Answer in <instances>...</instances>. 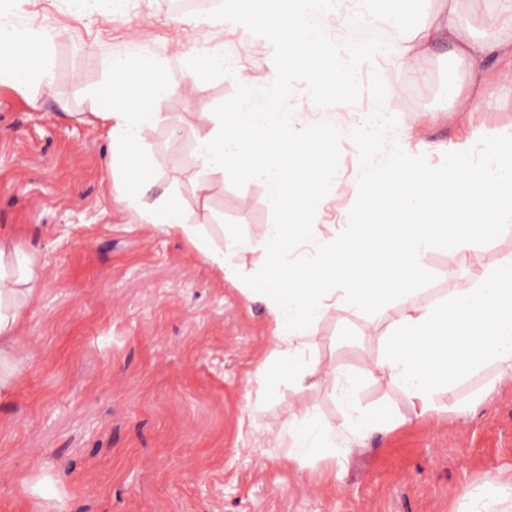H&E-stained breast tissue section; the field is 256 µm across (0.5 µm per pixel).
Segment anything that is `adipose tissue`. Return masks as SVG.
Returning <instances> with one entry per match:
<instances>
[{
  "mask_svg": "<svg viewBox=\"0 0 512 512\" xmlns=\"http://www.w3.org/2000/svg\"><path fill=\"white\" fill-rule=\"evenodd\" d=\"M423 2L224 0L225 22L244 35L261 34L280 50V74L269 88L241 74L240 94L223 111L196 113L200 126L192 137L202 175L198 188L211 190L215 175L243 176L266 188L281 217L257 238L225 232L220 248L212 246L203 223L188 222L176 197L146 202L152 168L139 146L159 118L158 104L181 89L202 95L206 76L238 71V56L220 46L190 56L178 82L147 49L112 56L109 63L112 92L102 95L97 117L112 145L111 166L124 175L119 202L142 223L185 241L225 280L241 276L229 256L262 250L267 273L251 281L246 294L265 305L269 361L286 365L298 385L313 379L331 385L338 397L343 412L338 429L311 416L306 402L289 406L281 431L291 444L283 463L301 471H313L317 460L348 454L338 434L362 438L398 426L395 415L357 402L362 377L399 386L420 418L436 410L439 394L489 367H500V379L512 375L511 255L485 256L473 288L463 294L433 304L417 300L430 253L451 240L466 253L512 223V130L486 137L474 133L446 147L438 159L430 145H412L408 133L389 134L388 119H381L355 172L357 207L345 233H309L311 212L336 187L339 174L327 147L340 130L327 124L298 137L296 125L304 112H316L336 89L357 87L364 69L386 52L408 65L420 48L448 39L474 80L484 79L489 56H512V0H499L498 13L490 17L483 12L484 0H468L471 13L492 29L482 37L460 24L452 5L435 24L415 28ZM350 18L386 24L391 48L360 39L347 55L337 54L325 36V23ZM60 36L55 29L0 20V84L45 77L46 50ZM295 64L305 68L306 87L291 107L284 74ZM38 265L35 254L0 239V399L11 393L22 362L19 344L37 298ZM348 307L382 313L386 321L378 336L380 351L360 376L307 358L314 324L327 310Z\"/></svg>",
  "mask_w": 512,
  "mask_h": 512,
  "instance_id": "obj_1",
  "label": "adipose tissue"
}]
</instances>
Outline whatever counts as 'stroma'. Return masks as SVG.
<instances>
[{
	"label": "stroma",
	"mask_w": 512,
	"mask_h": 512,
	"mask_svg": "<svg viewBox=\"0 0 512 512\" xmlns=\"http://www.w3.org/2000/svg\"><path fill=\"white\" fill-rule=\"evenodd\" d=\"M177 0H136L118 19L84 14L70 0H0L61 36L48 49L52 88L0 85V235L37 254L38 297L23 329L25 361L13 394L0 402V512H512V382L496 384L476 410L456 406L493 382L489 369L437 398V413L415 417L403 391L364 378L359 402L387 408L399 426L357 440L336 479L281 465L277 433L289 404L341 422L336 393L299 390L288 371L256 377L269 349L264 305L244 282L263 276L261 252L240 258L233 283L182 240L141 223L117 203L111 146L95 116L93 89L111 80L107 61L146 47L179 77L191 50L216 44L238 53L242 73L267 83L273 48L242 49L222 10L181 12ZM454 48L441 41L411 65L379 61L355 93L336 92L300 132L332 121L343 134L329 151L341 177L312 214L315 224L353 211L359 133L386 109L410 125L414 142L445 146L475 127L512 128V66L489 59L498 76L490 109L462 112L448 95L462 78ZM237 73L208 79L203 96L175 94L147 128L142 151L154 170L147 202L173 195L190 220L210 215L214 246L234 230L259 237L278 220L266 189L228 176L201 194L187 112H220L239 94ZM180 137L182 153L169 143ZM418 299L432 303L472 287V267L455 245L427 260ZM366 313L329 310L314 325L308 356L363 374L379 351Z\"/></svg>",
	"instance_id": "obj_1"
}]
</instances>
